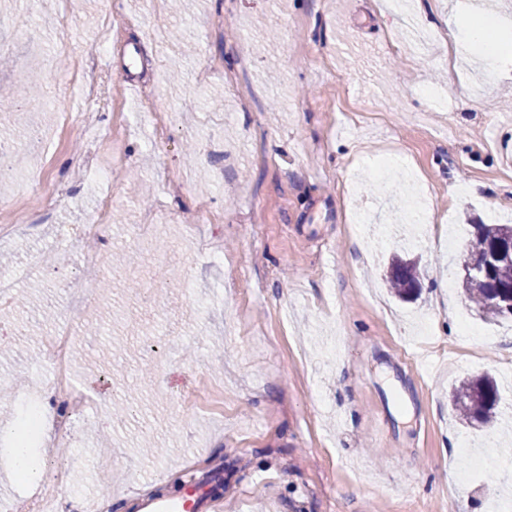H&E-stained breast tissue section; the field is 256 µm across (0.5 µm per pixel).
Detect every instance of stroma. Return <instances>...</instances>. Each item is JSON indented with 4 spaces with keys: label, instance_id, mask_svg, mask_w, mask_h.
I'll return each instance as SVG.
<instances>
[{
    "label": "stroma",
    "instance_id": "1",
    "mask_svg": "<svg viewBox=\"0 0 512 512\" xmlns=\"http://www.w3.org/2000/svg\"><path fill=\"white\" fill-rule=\"evenodd\" d=\"M0 0V139L21 163L0 186V222L44 175L69 204L0 233V512L29 490L2 436L48 374L39 344L75 321L71 370L89 406L80 440L34 442L40 474L69 469L59 512H112L175 496L196 464L220 479L205 512H490L512 503V321L464 298L475 224H512V59L449 62L471 24L512 41V0ZM109 73L99 124L119 131L125 165L98 169L90 132L57 133L87 111L79 69ZM139 81L149 103L126 85ZM221 93L222 105L209 104ZM51 140L27 145L29 130ZM88 157L79 170L73 156ZM103 241L63 243L103 196ZM202 213L196 227L178 214ZM132 224L157 225L155 251ZM416 260L418 298L390 292L393 253ZM151 266L142 305L126 284ZM90 279L95 301L76 308ZM102 328L84 329L87 319ZM490 373L493 426L461 421L449 398ZM130 409H112L124 394ZM151 439L158 456L143 454Z\"/></svg>",
    "mask_w": 512,
    "mask_h": 512
}]
</instances>
